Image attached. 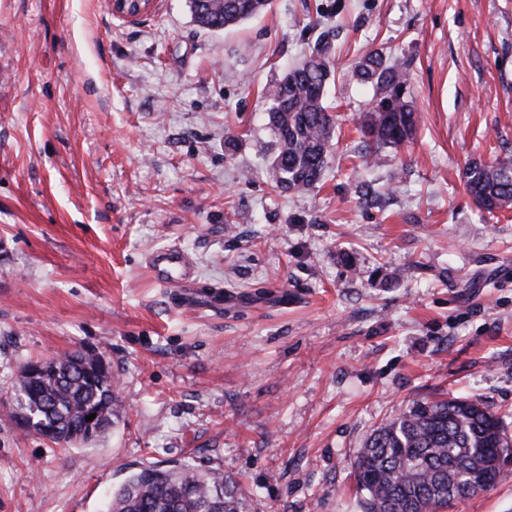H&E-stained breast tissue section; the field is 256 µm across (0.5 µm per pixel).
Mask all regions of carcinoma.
<instances>
[{
	"instance_id": "obj_1",
	"label": "carcinoma",
	"mask_w": 512,
	"mask_h": 512,
	"mask_svg": "<svg viewBox=\"0 0 512 512\" xmlns=\"http://www.w3.org/2000/svg\"><path fill=\"white\" fill-rule=\"evenodd\" d=\"M197 25L225 30L267 11L270 0H189ZM334 72L330 61L311 56L291 68L270 92L268 125L276 143L268 174L276 187L305 192L321 179L335 133L324 105ZM377 100L360 125L369 151L365 163L387 147L413 139L418 115L402 90L408 74L378 51L354 67ZM467 194L490 215L512 206V158L472 160L462 171ZM110 365L94 349L77 348L26 363L14 386L15 425L66 448L105 434L124 411ZM96 414L93 428L86 417ZM512 454L504 418L477 400L416 402L381 424L357 449L351 469L365 493L363 512H443L507 478L501 457ZM108 512H242L238 486L219 471L191 464L161 470L143 466L112 494Z\"/></svg>"
}]
</instances>
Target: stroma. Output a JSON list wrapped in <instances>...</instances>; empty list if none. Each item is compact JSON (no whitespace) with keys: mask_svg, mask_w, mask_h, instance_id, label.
Returning a JSON list of instances; mask_svg holds the SVG:
<instances>
[{"mask_svg":"<svg viewBox=\"0 0 512 512\" xmlns=\"http://www.w3.org/2000/svg\"><path fill=\"white\" fill-rule=\"evenodd\" d=\"M376 49L419 125L366 168L374 90L350 71ZM320 50L334 146L284 192L268 91ZM505 156L512 0H272L226 31L189 0H0V512H106L185 461L257 489L243 512H358L356 448L414 402L476 397L512 427V208L482 215L461 179ZM170 247L196 283L154 279ZM80 346L125 409L61 450L15 427L12 387ZM447 512H512V476Z\"/></svg>","mask_w":512,"mask_h":512,"instance_id":"1","label":"stroma"}]
</instances>
